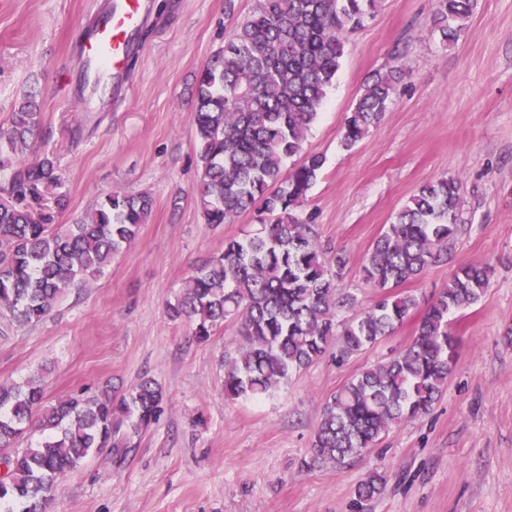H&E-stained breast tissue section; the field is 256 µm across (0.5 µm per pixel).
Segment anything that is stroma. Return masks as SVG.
I'll return each instance as SVG.
<instances>
[{
	"label": "stroma",
	"instance_id": "1",
	"mask_svg": "<svg viewBox=\"0 0 512 512\" xmlns=\"http://www.w3.org/2000/svg\"><path fill=\"white\" fill-rule=\"evenodd\" d=\"M449 47L432 34L435 0H382L350 35L341 68L304 145L324 166L299 211L322 244L346 256L341 285L368 306L361 278L373 240L422 183H460L462 228L448 258L402 289L427 306L459 267L485 263L490 287L454 314L458 357L432 411L402 423L342 467L306 470L326 399L410 342V317L376 346L326 354L273 396L224 397V361L238 326L207 342L167 305L194 269L253 230L251 215L204 222L193 196L202 162L192 114L196 78L255 0H153L151 27L120 95L81 104L76 29L91 0H0V129L33 92L42 126L20 159L51 157L42 187L56 224L78 222L104 194L146 192L153 210L136 241L89 282L69 288L42 322L0 317V384L42 377L44 404L92 386L124 394L156 380L164 412L125 457L103 449L59 482L48 512H512V0H474ZM400 81L380 124L350 151L346 116L366 80ZM386 478L360 504L358 484ZM384 475L377 471H371L356 489V497L359 503L368 502L379 497L385 487Z\"/></svg>",
	"mask_w": 512,
	"mask_h": 512
}]
</instances>
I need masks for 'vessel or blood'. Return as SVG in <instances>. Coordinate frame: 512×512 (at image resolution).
<instances>
[{"mask_svg": "<svg viewBox=\"0 0 512 512\" xmlns=\"http://www.w3.org/2000/svg\"><path fill=\"white\" fill-rule=\"evenodd\" d=\"M152 0H106L92 27L78 35V47L90 81L108 77L121 82L139 38L151 17Z\"/></svg>", "mask_w": 512, "mask_h": 512, "instance_id": "vessel-or-blood-1", "label": "vessel or blood"}]
</instances>
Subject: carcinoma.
<instances>
[{
  "instance_id": "carcinoma-1",
  "label": "carcinoma",
  "mask_w": 512,
  "mask_h": 512,
  "mask_svg": "<svg viewBox=\"0 0 512 512\" xmlns=\"http://www.w3.org/2000/svg\"><path fill=\"white\" fill-rule=\"evenodd\" d=\"M433 31L455 42L473 0H437ZM379 0H256L243 21L202 69L193 115L203 163L194 198L207 224H230L255 212L259 229L224 244V252L189 277L168 316L185 320L204 342L227 321L242 326L236 356L224 361V397L270 396L294 373L337 348L336 359L392 335L418 306L400 287L448 256L460 231L459 182L440 178L419 186L368 249L363 279L378 294L354 318L342 312L358 298L339 287L346 258L322 247L313 225L297 215L325 159L303 153L311 125L341 67L347 36L374 17ZM397 73H374L346 117L341 146L350 150L377 126L393 101ZM42 122L26 99L0 133V169L10 170L14 202L0 205V315L36 324L77 282H86L131 245L151 214L147 193L112 192L77 224L55 230L32 205L38 187L56 180L44 157L14 155ZM291 165H286L287 160ZM490 267L459 268L427 306L411 342L387 361L345 382L325 401L306 469L337 467L374 448L403 422L427 415L448 383L458 341L448 316L482 300ZM44 388L38 381L0 385V512H47L59 480L89 455L109 448L124 456L134 438L160 417L163 393L153 380L118 396L108 387L59 401L32 430ZM384 475L371 471L357 501L383 493Z\"/></svg>"
}]
</instances>
